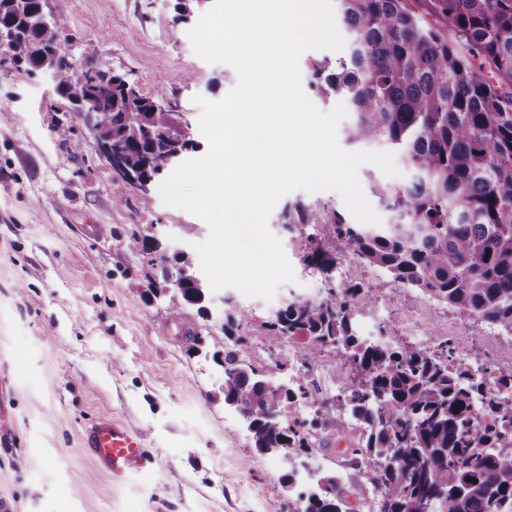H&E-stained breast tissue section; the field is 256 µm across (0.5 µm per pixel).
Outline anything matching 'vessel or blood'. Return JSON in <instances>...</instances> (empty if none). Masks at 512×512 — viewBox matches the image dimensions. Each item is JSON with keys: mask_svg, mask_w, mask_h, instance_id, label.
I'll use <instances>...</instances> for the list:
<instances>
[{"mask_svg": "<svg viewBox=\"0 0 512 512\" xmlns=\"http://www.w3.org/2000/svg\"><path fill=\"white\" fill-rule=\"evenodd\" d=\"M83 446L101 469L117 479L144 472L153 463L141 433L107 417L86 430Z\"/></svg>", "mask_w": 512, "mask_h": 512, "instance_id": "obj_1", "label": "vessel or blood"}]
</instances>
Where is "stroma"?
I'll use <instances>...</instances> for the list:
<instances>
[{
  "label": "stroma",
  "instance_id": "1",
  "mask_svg": "<svg viewBox=\"0 0 512 512\" xmlns=\"http://www.w3.org/2000/svg\"><path fill=\"white\" fill-rule=\"evenodd\" d=\"M61 1L74 60L94 44L95 67L125 74L145 96H162L206 153L193 98L222 99L238 75L195 54L188 25L174 21L175 0H43L45 12ZM60 126L70 127L68 142L57 136ZM279 214L272 209L268 228L293 281L269 300L230 286L209 291L212 315L201 317L164 275L179 258L199 266L194 246L207 239L208 225L165 205L159 191H116L110 166L86 142L52 75L0 58V512H291L296 495L281 479L295 463L338 476L348 501L371 512L370 485L343 468L334 448L312 460L262 455L242 433L212 358L225 343L227 300L248 312L247 358L265 373L288 345L267 326L282 299L354 284L378 300L357 317L359 335L381 332L395 346L446 340L461 355L512 357V333L401 287L352 255L339 257L326 282L303 262L321 226L289 232ZM89 224L102 232L87 234ZM134 234L158 239L167 262L130 250ZM151 278L165 293L149 301ZM102 417L143 435L155 457L151 471L117 480L95 464L82 438Z\"/></svg>",
  "mask_w": 512,
  "mask_h": 512
}]
</instances>
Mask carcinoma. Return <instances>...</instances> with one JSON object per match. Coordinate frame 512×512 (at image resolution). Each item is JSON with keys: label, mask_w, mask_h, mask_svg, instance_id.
<instances>
[{"label": "carcinoma", "mask_w": 512, "mask_h": 512, "mask_svg": "<svg viewBox=\"0 0 512 512\" xmlns=\"http://www.w3.org/2000/svg\"><path fill=\"white\" fill-rule=\"evenodd\" d=\"M201 0H177L184 23ZM349 35L348 59L311 64L310 86L323 99L346 98L353 114L350 144L384 143L398 149L414 179L396 189L374 180L371 193L393 214L388 224H350L301 203L283 212L285 227L323 224L333 250L320 245L304 263L329 275L336 255L352 253L393 282L429 293L448 307L512 332V0H424L442 28L421 25L411 0H338ZM27 28L13 0H0V24ZM452 31L462 45L448 41ZM55 59V89L67 98L90 80L95 47L73 60L67 35L46 44L39 35L15 55V64L40 71V57ZM482 59L476 65L472 59ZM489 66L497 81L488 79ZM509 90H504V87ZM98 124L112 136L130 177L116 189L154 186L171 159L197 148L166 131L173 112L156 111L152 98L126 87L119 74L99 84ZM128 245L165 261L157 240L132 235ZM179 267L183 300L207 314L203 283ZM376 295L331 288L318 299L292 297L269 327L276 336H307L337 351L354 375L331 409L361 421L367 435L352 454L373 463L380 512H501L512 502V376H497V394L485 390V368L465 361L446 343L433 349L392 348L355 335V313ZM247 314L224 306L227 343L214 353L224 370V404L233 408L260 454L308 448L314 424L292 414L288 385L246 362L240 333ZM489 417L479 425L476 410ZM306 494V512H350L345 489L322 476Z\"/></svg>", "instance_id": "cac0c4a2"}]
</instances>
